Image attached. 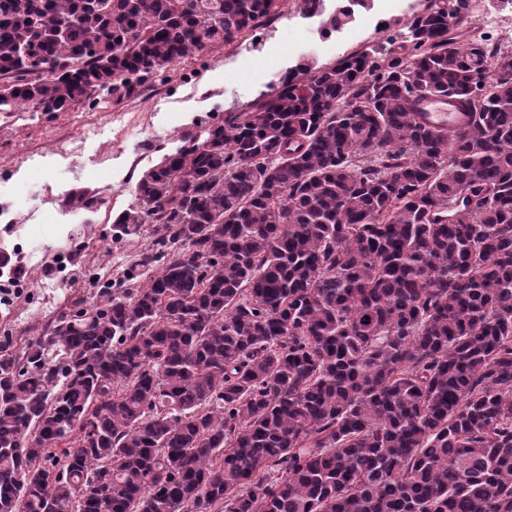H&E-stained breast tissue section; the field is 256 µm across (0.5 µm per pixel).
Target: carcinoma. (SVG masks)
Returning a JSON list of instances; mask_svg holds the SVG:
<instances>
[{"instance_id":"obj_1","label":"carcinoma","mask_w":512,"mask_h":512,"mask_svg":"<svg viewBox=\"0 0 512 512\" xmlns=\"http://www.w3.org/2000/svg\"><path fill=\"white\" fill-rule=\"evenodd\" d=\"M286 2L0 0V112L137 97ZM466 10L297 66L139 179L122 275L0 336V512H512V49ZM419 112L427 113V121L433 125L453 123L452 108L449 106L448 99H423L417 104Z\"/></svg>"}]
</instances>
